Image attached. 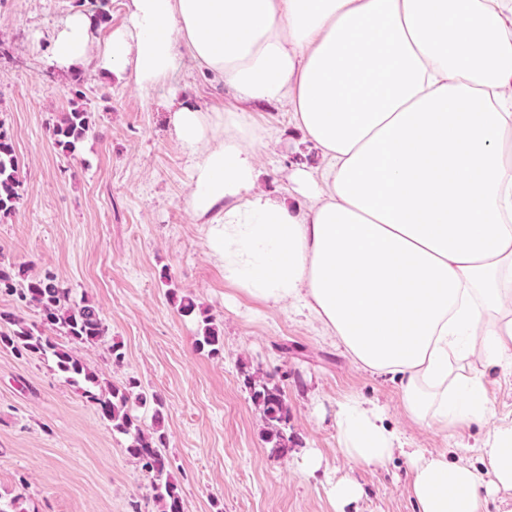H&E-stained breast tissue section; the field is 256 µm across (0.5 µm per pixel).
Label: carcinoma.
<instances>
[{
  "mask_svg": "<svg viewBox=\"0 0 512 512\" xmlns=\"http://www.w3.org/2000/svg\"><path fill=\"white\" fill-rule=\"evenodd\" d=\"M90 129L89 113L75 108L63 113L53 124L52 136L57 145L71 151ZM20 187L19 166L14 149L3 125L0 124V211L14 208L20 198ZM20 276L21 271L0 263V291L15 295L25 306L38 310L42 325L59 330L69 340L77 343L96 344L104 341L106 327L99 309L86 301L70 302L71 290L54 272L47 270L27 280L21 287L17 281ZM0 320L14 326L11 331L0 333V344L11 348L20 357L33 353L53 357L57 371L66 381L85 385L83 394L96 406L101 417L111 423L112 430L131 436L128 452L139 459L144 470L152 475V488L155 501L159 504V512H183L180 488L170 474V460L160 451L165 445L161 399L145 392L133 393V389L137 387L133 380L123 387L114 386L106 392L97 393L96 374L62 349L52 337L44 335L36 325L15 315L0 312ZM196 345L198 349L211 355L218 354L224 345L223 336L205 319L198 331ZM245 383L262 412L270 455L276 458L288 456L292 440L285 431L288 406L281 388L272 379L260 375L258 370L247 372ZM132 402L140 407L151 403L156 405L152 415V431L146 433L135 425L130 414Z\"/></svg>",
  "mask_w": 512,
  "mask_h": 512,
  "instance_id": "cac0c4a2",
  "label": "carcinoma"
}]
</instances>
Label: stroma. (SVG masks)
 Returning a JSON list of instances; mask_svg holds the SVG:
<instances>
[{
  "mask_svg": "<svg viewBox=\"0 0 512 512\" xmlns=\"http://www.w3.org/2000/svg\"><path fill=\"white\" fill-rule=\"evenodd\" d=\"M84 3L0 0V124L22 180L15 208L0 213V262L29 278L53 271L72 300L99 309L104 342H58L103 389L133 380L161 397L164 452L184 512H334L319 479L300 474L309 448L332 479L360 484L361 497L345 512H417L401 455L373 470L340 453L338 405L358 396L384 406L418 448L442 447V439L405 419L391 382L356 369L317 324L241 294L204 251L203 227L185 206L189 174L171 132L169 91L204 108H238L236 94L190 61L146 93L91 65L76 75L57 70L48 38ZM75 84L83 98L71 95ZM76 105L90 112L92 127L69 153L56 146L51 127ZM248 116L268 138L260 187L286 195L289 169L319 166L318 151L287 105H253ZM176 293L194 300V315L179 312ZM206 317L224 338L216 356L195 345ZM112 344L122 364H113ZM256 369L286 397L294 444L279 460L269 455L244 382L245 371ZM129 443L52 358L20 357L0 345V499H19L24 512H158L151 478Z\"/></svg>",
  "mask_w": 512,
  "mask_h": 512,
  "instance_id": "1",
  "label": "stroma"
}]
</instances>
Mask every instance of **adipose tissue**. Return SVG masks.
I'll return each mask as SVG.
<instances>
[{
  "label": "adipose tissue",
  "instance_id": "1",
  "mask_svg": "<svg viewBox=\"0 0 512 512\" xmlns=\"http://www.w3.org/2000/svg\"><path fill=\"white\" fill-rule=\"evenodd\" d=\"M96 42L87 12L49 38L68 71L96 63L143 92L185 61L242 109L171 98L189 163L185 203L238 291L318 324L396 387L405 417L444 437L493 419L484 367L512 370V0H125ZM288 104L322 164L295 167L296 201L259 190L245 111ZM353 465L402 450L417 512H512V422L479 464L410 447L384 409L340 403Z\"/></svg>",
  "mask_w": 512,
  "mask_h": 512
}]
</instances>
